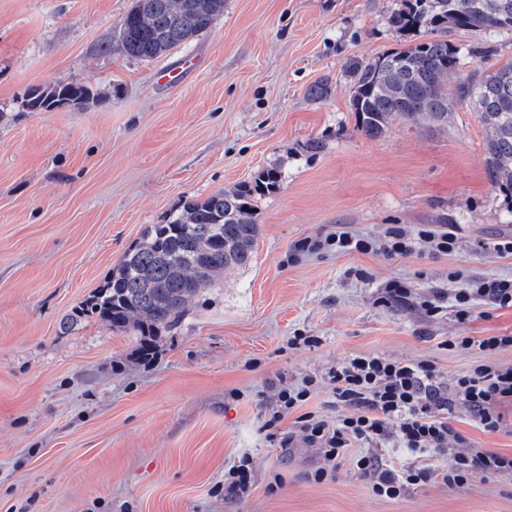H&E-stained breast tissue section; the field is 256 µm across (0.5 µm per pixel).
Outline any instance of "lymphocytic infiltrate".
<instances>
[{"label":"lymphocytic infiltrate","instance_id":"f902f5d3","mask_svg":"<svg viewBox=\"0 0 512 512\" xmlns=\"http://www.w3.org/2000/svg\"><path fill=\"white\" fill-rule=\"evenodd\" d=\"M421 247L433 254H448L456 247V237L426 224L416 228L391 224L377 237L337 231L306 239L296 243L293 252L335 250L393 258L411 255ZM478 299L500 308L512 307V279L474 280L459 289L452 303L459 321L469 320ZM448 344L477 351L484 359L450 379L426 361H397L375 354L354 356L332 367L327 381L307 377L297 386L279 387L263 428L280 448L298 442L318 448L322 459L314 472L318 482L333 476L337 459L352 444L369 446V453L357 458L356 467L373 493L388 499L436 480L460 486L479 474L512 477V455L467 446L448 421L449 415L460 409L483 432L500 431L499 407L512 401V365L494 362L493 356L512 349V333L480 338L456 336ZM325 388L346 407V414L331 418L304 411V404ZM291 414L296 417L293 426L284 427V420ZM387 447L408 450L417 456V464L394 468L379 454ZM444 455L450 457V465L437 464V457Z\"/></svg>","mask_w":512,"mask_h":512}]
</instances>
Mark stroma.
I'll list each match as a JSON object with an SVG mask.
<instances>
[{"mask_svg": "<svg viewBox=\"0 0 512 512\" xmlns=\"http://www.w3.org/2000/svg\"><path fill=\"white\" fill-rule=\"evenodd\" d=\"M133 4L0 0V512H512L504 476L377 497L357 446L315 482L318 450L279 448L262 428L276 386L349 357L423 360L452 378L481 355L446 340L512 331V307L480 301L462 323L451 308L429 318L379 300L392 279L429 295L512 278V255L492 248L512 234V200L487 178L473 107L444 130L399 117L376 137L358 128L350 65L411 42L389 22L404 0H224L208 31L152 60L115 48ZM453 39L451 85L512 61V30ZM176 69L179 83L159 81ZM323 80L327 94L310 96ZM57 82L99 100L23 109ZM271 168L280 183L255 201L251 262L203 288L150 355L97 317L67 325L149 225ZM391 224L450 225L456 248L286 260L299 240ZM292 336L319 342L292 348ZM500 411L493 434L461 411L449 422L511 455L512 404ZM244 455L250 496L221 495Z\"/></svg>", "mask_w": 512, "mask_h": 512, "instance_id": "obj_1", "label": "stroma"}]
</instances>
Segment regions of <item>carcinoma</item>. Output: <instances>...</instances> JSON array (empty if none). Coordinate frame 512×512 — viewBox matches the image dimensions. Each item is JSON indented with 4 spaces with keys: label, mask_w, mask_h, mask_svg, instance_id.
<instances>
[{
    "label": "carcinoma",
    "mask_w": 512,
    "mask_h": 512,
    "mask_svg": "<svg viewBox=\"0 0 512 512\" xmlns=\"http://www.w3.org/2000/svg\"><path fill=\"white\" fill-rule=\"evenodd\" d=\"M224 13V0H135L120 21L116 47L129 57L153 59L206 32ZM391 25L415 33L404 48L352 64L351 106L360 130L384 132L393 116L448 127L456 104L471 105L486 130L484 166L492 187L512 199V61L486 70L475 83L448 96V75L459 65L453 32L512 30V0H405ZM94 101L79 84L36 87L22 101L28 112H52L71 102ZM279 188L266 169L231 192L191 200L165 223L147 227L125 252L112 276L76 316H95L138 336L142 348L174 326L187 301L228 266L252 259L259 234L254 200Z\"/></svg>",
    "instance_id": "cac0c4a2"
}]
</instances>
